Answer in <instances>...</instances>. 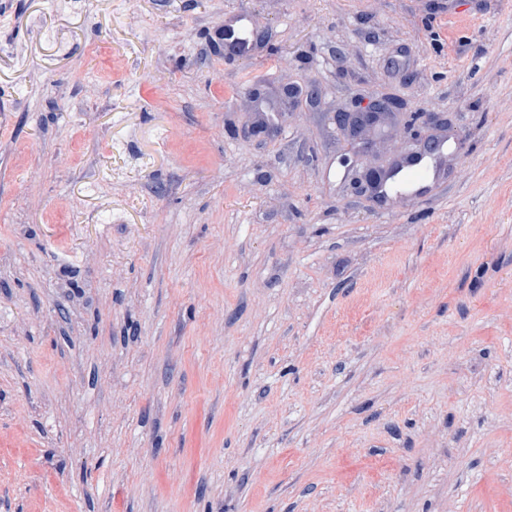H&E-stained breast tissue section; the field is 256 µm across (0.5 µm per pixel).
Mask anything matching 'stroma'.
I'll use <instances>...</instances> for the list:
<instances>
[{
    "label": "stroma",
    "mask_w": 512,
    "mask_h": 512,
    "mask_svg": "<svg viewBox=\"0 0 512 512\" xmlns=\"http://www.w3.org/2000/svg\"><path fill=\"white\" fill-rule=\"evenodd\" d=\"M376 89L454 150L393 209ZM0 512H512V0H0ZM224 44L244 59L254 54V37L250 17L245 12H233L224 15ZM372 98L373 104L367 110L350 112L337 107L334 113L336 126L343 137L355 142L360 152L371 153L372 165L355 173L350 181L355 189L361 188L364 182L367 191L372 176L389 160L410 151L431 153L448 131V119L437 112H401L404 109L402 100L381 90L374 91ZM379 136L387 138L380 149L374 150Z\"/></svg>",
    "instance_id": "obj_1"
}]
</instances>
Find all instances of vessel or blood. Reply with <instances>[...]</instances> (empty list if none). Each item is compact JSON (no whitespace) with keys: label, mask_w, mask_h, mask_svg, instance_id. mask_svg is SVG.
I'll return each instance as SVG.
<instances>
[{"label":"vessel or blood","mask_w":512,"mask_h":512,"mask_svg":"<svg viewBox=\"0 0 512 512\" xmlns=\"http://www.w3.org/2000/svg\"><path fill=\"white\" fill-rule=\"evenodd\" d=\"M224 43L235 54L248 59L254 54V37L250 17L244 12H233L224 16ZM448 147H441L438 155L422 159L406 158L400 165V176L379 178L373 191L381 195L387 203H396L399 197L416 199L427 195L433 185L446 175L444 159L448 157Z\"/></svg>","instance_id":"b4317fda"}]
</instances>
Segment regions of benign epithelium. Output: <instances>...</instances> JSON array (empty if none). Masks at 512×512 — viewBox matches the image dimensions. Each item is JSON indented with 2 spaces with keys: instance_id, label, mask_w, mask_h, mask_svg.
<instances>
[{
  "instance_id": "obj_1",
  "label": "benign epithelium",
  "mask_w": 512,
  "mask_h": 512,
  "mask_svg": "<svg viewBox=\"0 0 512 512\" xmlns=\"http://www.w3.org/2000/svg\"><path fill=\"white\" fill-rule=\"evenodd\" d=\"M372 98L373 104L364 111L338 107L334 113L343 137L370 155L371 166L351 178L355 189L370 186L372 176L402 153L435 151L448 131V119L435 112H406L401 99L382 91L373 92Z\"/></svg>"
}]
</instances>
